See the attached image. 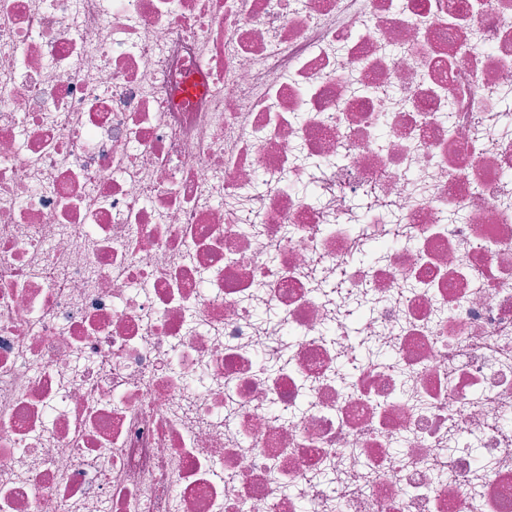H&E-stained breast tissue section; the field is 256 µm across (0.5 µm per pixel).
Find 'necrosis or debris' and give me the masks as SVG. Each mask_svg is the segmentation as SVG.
Masks as SVG:
<instances>
[{
	"label": "necrosis or debris",
	"mask_w": 512,
	"mask_h": 512,
	"mask_svg": "<svg viewBox=\"0 0 512 512\" xmlns=\"http://www.w3.org/2000/svg\"><path fill=\"white\" fill-rule=\"evenodd\" d=\"M511 96L512 0H0V512H512Z\"/></svg>",
	"instance_id": "obj_1"
}]
</instances>
